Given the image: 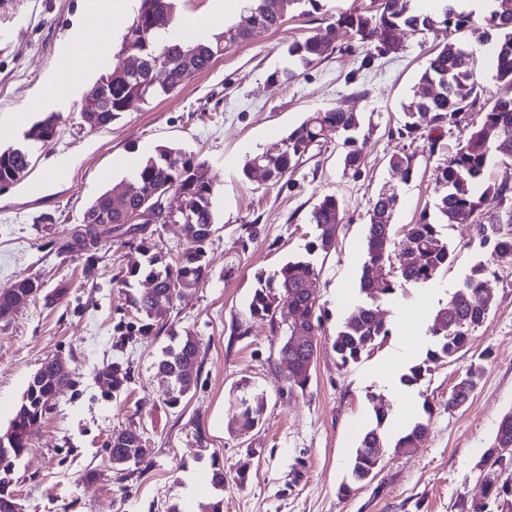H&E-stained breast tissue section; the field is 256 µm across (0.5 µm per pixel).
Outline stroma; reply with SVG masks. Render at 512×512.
<instances>
[{
	"instance_id": "stroma-1",
	"label": "stroma",
	"mask_w": 512,
	"mask_h": 512,
	"mask_svg": "<svg viewBox=\"0 0 512 512\" xmlns=\"http://www.w3.org/2000/svg\"><path fill=\"white\" fill-rule=\"evenodd\" d=\"M86 3L10 0L0 10V149L21 143L45 114L58 117L56 137L35 147L25 176L0 188V289L23 279L43 285L28 305L0 320V432L45 359L67 358L74 379L5 477L19 512H169L182 507L187 482L197 485L201 497L212 495L216 463L224 469V512H457L460 497L497 481V471L480 460L500 417L512 409V263L493 261L470 225L448 230L456 261L435 280V293L410 288L384 306L391 334L370 355L342 368L330 344L359 302L371 199L382 186H395L397 226L414 223L440 194L436 163L465 141L466 128L449 127L434 153L427 137L398 135L402 105L442 33L402 30L399 53L370 60L367 46L340 28L331 58L294 81L271 82V74L288 63L289 42L318 33L337 12L371 4L322 0L311 15L288 11L279 30L233 44L173 93L132 102L112 123L92 128L81 119L83 92L66 89L57 103L35 104L45 74L65 71L59 45ZM336 107L358 113L370 129L360 177L344 173L332 146L290 180L263 185L243 176L245 161L274 151L306 113ZM161 145L204 161L216 187L208 276L163 312L169 325L193 332L202 343L195 384L175 409L165 402V382L155 367L167 333H123L137 313L114 280L134 256L137 239L71 245L90 203ZM405 146L421 161L409 182L389 166L391 155ZM61 158L67 165L60 169ZM326 194L341 199L344 221L335 250L315 257L322 327L313 338L318 354L312 379L302 391L291 387L278 358L286 325L251 318L249 302L257 273L304 255L316 234L309 212ZM480 263L494 296L486 322L464 356L431 363L410 389L408 419L422 418L423 402L435 407L427 439L408 455L385 443L375 477L342 497L339 488L351 480L350 460L374 421L376 400L395 401L380 384V371L404 372L405 362L394 357L402 344L413 349L414 360L424 358L433 338L418 311H435ZM476 359L484 372L473 397L449 411L452 386ZM115 362L129 369L117 390L104 377ZM244 380L265 402L262 422L246 434L237 429L234 401ZM121 429L140 432L151 450L137 470L122 474L113 470L109 449L113 432ZM243 470L248 479L242 485L237 477Z\"/></svg>"
}]
</instances>
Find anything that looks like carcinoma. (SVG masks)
<instances>
[{"instance_id":"cac0c4a2","label":"carcinoma","mask_w":512,"mask_h":512,"mask_svg":"<svg viewBox=\"0 0 512 512\" xmlns=\"http://www.w3.org/2000/svg\"><path fill=\"white\" fill-rule=\"evenodd\" d=\"M411 0H377V4L362 10L353 9L332 17L319 33L288 43V66L271 75L275 81H291L300 71L316 65L335 52L334 35L341 27L356 39L367 44L377 33H382L378 51L398 53V32L410 28L418 31L445 33L446 42L437 46L419 77V87L439 88L432 96L410 97L403 106L404 121L399 128L401 137L411 138L426 129L431 136V147L440 143L447 125H460L467 112L480 99V86L475 79L476 57L468 54L463 36L470 33L481 43L496 44L492 58L495 78L503 86V93L485 103L481 123L468 130L465 144L454 154L438 163L434 169L435 182L445 189L437 197L433 208L423 209L416 221L405 226L398 236L394 224L399 196L394 188H381L371 203L369 223L366 224V260L358 279L360 303L336 329L331 346L342 368L359 361L374 351L391 335L381 306L399 292L432 282L455 262L445 228L454 224L470 223L474 237L483 248L490 249L495 261H512V186L507 183H489L485 180L493 154L512 156V0H492V7L480 28L471 14L461 10L456 0H444L436 14H418L410 9ZM298 4L305 6L303 15L321 7L320 0H253V4L239 20L205 44L160 41L174 19V0H140L139 8L124 35L121 51L134 57L132 65L105 73L93 85L101 91L98 122L107 125L128 105L139 100L147 103L167 95L181 86L184 74L202 72L215 59L224 55L230 44L257 37L280 29L285 22L284 8ZM166 73L165 81H154L157 69ZM361 123L355 112L336 107L307 113L281 141V150L262 152L250 157L242 167L249 178L255 167L265 169L272 185L301 169L321 153L330 140L323 132L336 137V145L343 154L344 170L359 173L364 164L359 145ZM57 117L50 114L35 123L28 131L26 147L0 150V187L17 179V173L28 169L32 148L45 144L56 134ZM390 166L402 180L408 182L419 172L420 162L415 154L402 150L393 154ZM114 191L129 194L126 213L110 211L109 192L99 195L83 212L85 232L92 238L110 237L116 232L124 235L139 231L134 218L141 205L151 206L167 194L181 198L179 222L182 224L184 247L178 262L172 266L166 256L143 238L118 280L128 302L139 314L138 321L127 335L148 338L160 333L159 320L154 313L158 302L165 305L183 292L199 286L207 277L206 257L213 244L215 218L212 198L215 187L204 172V163L180 148L160 146L156 155L148 158L133 178L112 186ZM342 220V202L334 194H325L314 204L309 223L318 234L306 245L307 256L295 258L271 273L257 275L249 304L250 316L256 320L274 322L278 309H283L290 320L286 322V339L279 350V359L292 365V385L305 390L311 379V369L317 346L308 339L301 345L292 343L298 327L314 336L322 326V315L316 287L320 269L310 256L329 253L336 246V229ZM485 266L472 268L448 301L435 311L429 326L434 345L419 363L408 367L400 377L401 383L411 386L422 380L429 370L428 363L442 359H458L466 353L470 336L487 320L490 309L476 304L488 293L483 274ZM153 282L151 293L137 288L140 282ZM33 288L31 280H22L12 288L0 290V317L11 310L17 293ZM173 344L168 346L158 365L166 366L170 377L169 407L176 408L191 390L192 371L198 369L201 342L191 332L182 334L170 330ZM483 366L472 363L459 376L448 396V410L463 408L474 395ZM72 379L33 376L21 403L7 430V455L15 461L25 454L29 436L41 423L44 414L59 394V387L69 386ZM238 428L250 431L262 421L263 397L256 394L248 382L236 386ZM388 418V407H376V426L366 431L355 450L351 465L352 485H344L342 492L350 494L353 486L370 481L378 467V449L383 447L381 432ZM429 421L419 419L395 443L400 453H409L420 446L428 432ZM512 449V410L504 413L498 423L492 443L481 457V462L492 468L504 461L506 449ZM114 459L125 455L145 462L150 450L137 441L134 431L121 430L112 434ZM459 512H512V471L498 484H485L473 495L460 498Z\"/></svg>"}]
</instances>
